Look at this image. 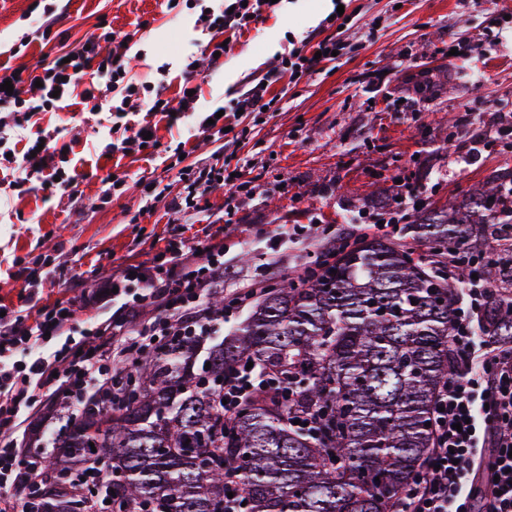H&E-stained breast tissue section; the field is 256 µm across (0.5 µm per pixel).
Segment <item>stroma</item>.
Here are the masks:
<instances>
[{
	"mask_svg": "<svg viewBox=\"0 0 512 512\" xmlns=\"http://www.w3.org/2000/svg\"><path fill=\"white\" fill-rule=\"evenodd\" d=\"M345 55L322 73L281 79L276 111L251 112L239 142L198 131L193 118L157 127L158 143L136 154H104L109 126L82 104V87L62 108L36 114L29 131L55 135L71 150L60 169L75 177L69 195L32 179L29 192L0 169V304L19 307L20 267L57 256L62 270L43 284L42 306L79 300L83 291L131 260L151 261L169 237L205 226L224 231L221 295L249 279L271 286L313 263L330 242L369 234L351 216L382 203L394 177L420 179L430 205L512 168V0H344ZM217 0H0V67H32L73 49L96 27L128 37L129 75L163 82L178 103L188 59L199 60L196 109L231 107L274 56L311 33L336 31L329 0H282L255 28L226 33L223 64L203 57L196 27ZM457 54H449L450 45ZM188 158H181L179 142ZM232 156L247 186L226 202L214 184L198 209L173 207L186 194V164L220 169ZM125 181L111 188L112 176ZM395 236V227L381 230Z\"/></svg>",
	"mask_w": 512,
	"mask_h": 512,
	"instance_id": "obj_1",
	"label": "stroma"
}]
</instances>
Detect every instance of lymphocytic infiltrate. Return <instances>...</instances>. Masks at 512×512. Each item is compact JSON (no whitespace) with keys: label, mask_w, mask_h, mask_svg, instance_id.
Masks as SVG:
<instances>
[{"label":"lymphocytic infiltrate","mask_w":512,"mask_h":512,"mask_svg":"<svg viewBox=\"0 0 512 512\" xmlns=\"http://www.w3.org/2000/svg\"><path fill=\"white\" fill-rule=\"evenodd\" d=\"M224 5L219 15L203 18L204 30L241 32L263 18V0H224ZM100 40L90 34L84 48L70 52L69 62L54 60L40 75L14 69L0 76L1 153L9 154L8 142L26 119L71 97L81 72L92 65L104 81L83 91L93 112L121 120L141 108L179 119L194 111L195 99L188 95L176 110L159 95L139 98L138 85L123 75L126 46L115 43L104 55ZM344 48L337 34L313 45L301 40L272 64L264 83L241 93L230 117L274 109L278 98L271 95V84L285 75L296 81L319 73L329 52ZM7 82L12 91H4ZM61 154L52 136L32 133L11 159L15 190L38 177L69 192L74 180L61 177L55 164ZM50 275L43 268L18 271L29 306L7 309L0 317V512H30V486L40 478L44 461L23 459L22 450L41 443L58 406L77 414L91 399L105 398L115 376L153 342L209 336L224 328L223 317L209 309L211 290L224 281V242L210 233L193 242L167 241L152 261H134L113 272L102 287L85 293L79 306L63 300L49 309L37 306ZM460 285L451 336L459 370L439 391L435 446L417 481L400 494L399 512H474L477 497L484 512H512V350L476 336L489 286L469 276ZM104 304L111 315L101 313ZM462 422L467 430L457 431Z\"/></svg>","instance_id":"1"}]
</instances>
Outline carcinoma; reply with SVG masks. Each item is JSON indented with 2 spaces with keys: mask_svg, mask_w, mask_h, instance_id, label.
<instances>
[{
  "mask_svg": "<svg viewBox=\"0 0 512 512\" xmlns=\"http://www.w3.org/2000/svg\"><path fill=\"white\" fill-rule=\"evenodd\" d=\"M512 168L458 204L419 212L399 238L362 235L321 255L318 270L271 287L237 331L200 355L175 336L130 364L121 398L60 411L32 512H90L92 489L113 512H226L224 470L245 512H392L432 447L440 386L458 369L449 336L448 263L482 259L493 295L480 335L512 345ZM263 390L224 417V390L201 387L238 361ZM210 367H205V364ZM310 412L307 429L294 421ZM104 470L89 479L87 471Z\"/></svg>",
  "mask_w": 512,
  "mask_h": 512,
  "instance_id": "cac0c4a2",
  "label": "carcinoma"
}]
</instances>
